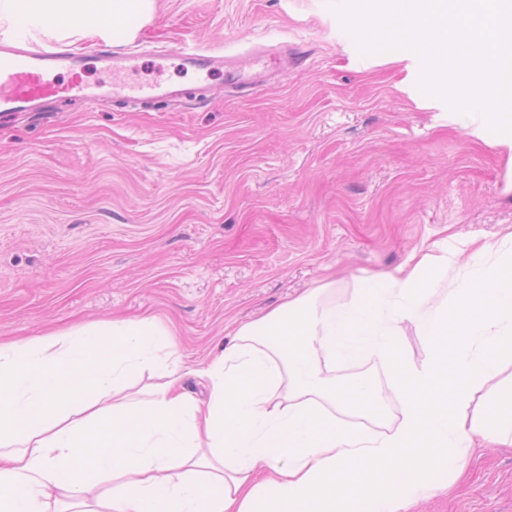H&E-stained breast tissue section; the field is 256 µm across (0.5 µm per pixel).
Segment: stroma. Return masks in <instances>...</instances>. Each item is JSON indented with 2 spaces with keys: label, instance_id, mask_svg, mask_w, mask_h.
<instances>
[{
  "label": "stroma",
  "instance_id": "obj_1",
  "mask_svg": "<svg viewBox=\"0 0 512 512\" xmlns=\"http://www.w3.org/2000/svg\"><path fill=\"white\" fill-rule=\"evenodd\" d=\"M144 9L142 80L200 84L167 54L180 42L306 60L248 97L0 119V342L151 317L173 341L160 362L204 402L199 370L289 299L341 303L425 254L458 288L512 248V136L424 94L418 55L362 53L327 0ZM406 512H512V446L476 449Z\"/></svg>",
  "mask_w": 512,
  "mask_h": 512
}]
</instances>
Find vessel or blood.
Returning <instances> with one entry per match:
<instances>
[{
  "instance_id": "1",
  "label": "vessel or blood",
  "mask_w": 512,
  "mask_h": 512,
  "mask_svg": "<svg viewBox=\"0 0 512 512\" xmlns=\"http://www.w3.org/2000/svg\"><path fill=\"white\" fill-rule=\"evenodd\" d=\"M141 30L140 22L129 20L110 21L101 27L107 47L98 52L96 60L112 75L111 83L104 90L87 81L83 53L36 44L24 28L1 35L0 112H26L68 99L104 105L115 98L138 104L177 97V90L171 88L133 87L124 81V73L135 68L138 62L139 56L131 52L130 45L138 40ZM173 55L184 71L206 75L223 73V82L205 83L207 97L223 96L229 87L248 97L260 87L258 80L226 70L223 49H203L186 42L176 47Z\"/></svg>"
}]
</instances>
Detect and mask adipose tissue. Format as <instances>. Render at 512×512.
I'll use <instances>...</instances> for the list:
<instances>
[{"instance_id":"1","label":"adipose tissue","mask_w":512,"mask_h":512,"mask_svg":"<svg viewBox=\"0 0 512 512\" xmlns=\"http://www.w3.org/2000/svg\"><path fill=\"white\" fill-rule=\"evenodd\" d=\"M18 20L92 30L134 16L140 0H0ZM447 264L423 256L365 278L343 303L293 299L204 371L208 405L178 391L179 368L150 399L124 382L165 345L151 319L0 345V512H404L488 444L512 445V390L489 383L512 366V250L441 292ZM428 346L416 363L402 323ZM374 363L400 417L387 420ZM287 399H280V386Z\"/></svg>"}]
</instances>
